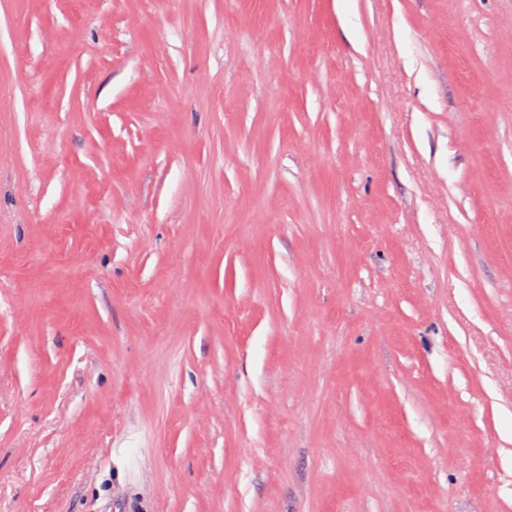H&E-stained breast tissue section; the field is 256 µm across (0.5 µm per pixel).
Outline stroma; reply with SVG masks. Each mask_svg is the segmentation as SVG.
<instances>
[{
  "label": "stroma",
  "mask_w": 512,
  "mask_h": 512,
  "mask_svg": "<svg viewBox=\"0 0 512 512\" xmlns=\"http://www.w3.org/2000/svg\"><path fill=\"white\" fill-rule=\"evenodd\" d=\"M0 512H512V0H0Z\"/></svg>",
  "instance_id": "stroma-1"
}]
</instances>
